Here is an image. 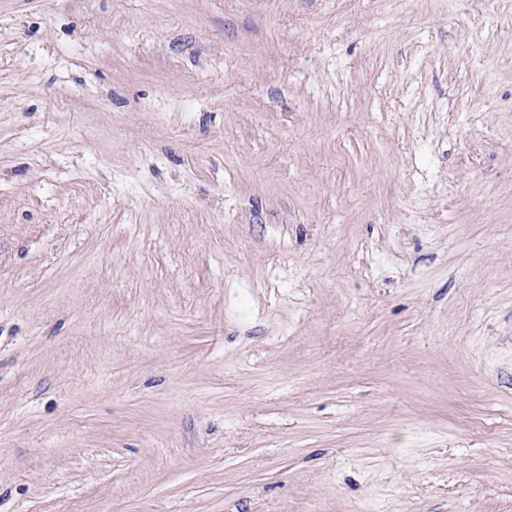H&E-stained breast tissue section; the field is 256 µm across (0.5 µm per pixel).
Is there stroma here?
I'll return each mask as SVG.
<instances>
[{
  "instance_id": "obj_1",
  "label": "stroma",
  "mask_w": 512,
  "mask_h": 512,
  "mask_svg": "<svg viewBox=\"0 0 512 512\" xmlns=\"http://www.w3.org/2000/svg\"><path fill=\"white\" fill-rule=\"evenodd\" d=\"M0 512H512V0H0Z\"/></svg>"
}]
</instances>
